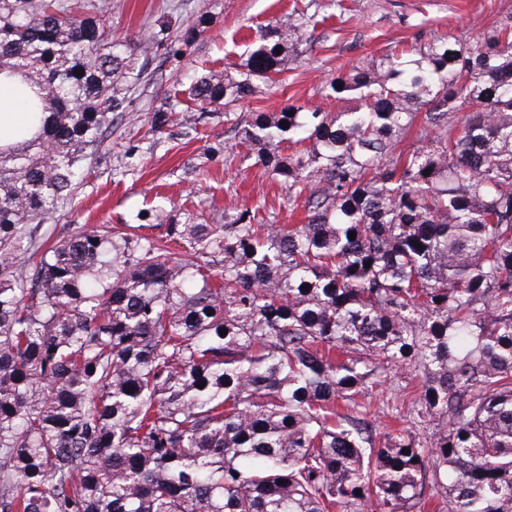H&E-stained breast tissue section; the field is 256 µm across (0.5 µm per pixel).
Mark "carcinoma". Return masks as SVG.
I'll use <instances>...</instances> for the list:
<instances>
[{"label":"carcinoma","mask_w":512,"mask_h":512,"mask_svg":"<svg viewBox=\"0 0 512 512\" xmlns=\"http://www.w3.org/2000/svg\"><path fill=\"white\" fill-rule=\"evenodd\" d=\"M309 23L179 90L224 106L305 223L189 213L182 261L112 228L41 251L28 225L70 200L171 21L132 39L107 0H0V74L48 113L0 148V512H512V16L336 75L334 112L235 117ZM393 367L418 383L410 427L382 429L355 413Z\"/></svg>","instance_id":"carcinoma-1"}]
</instances>
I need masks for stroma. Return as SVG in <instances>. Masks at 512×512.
<instances>
[{"instance_id": "stroma-1", "label": "stroma", "mask_w": 512, "mask_h": 512, "mask_svg": "<svg viewBox=\"0 0 512 512\" xmlns=\"http://www.w3.org/2000/svg\"><path fill=\"white\" fill-rule=\"evenodd\" d=\"M110 6L121 36L145 34L168 17L175 20L171 39L194 26L199 34L178 54L162 48L150 57L128 99L127 118L106 132L87 178L73 189L72 205L34 229L38 247L101 224L144 221L161 240L167 225L184 223L186 213L210 222L260 201L278 223H302V208L289 206L287 193L256 165L254 151L238 143L223 113L204 119L190 140L175 125L156 136L147 132L153 113L180 111L175 89L245 61L259 30L292 10L314 20L301 56L288 72L256 82L234 105L237 114L278 112L294 101L335 111L322 88L336 74L443 36L468 41L512 15V0H110Z\"/></svg>"}]
</instances>
